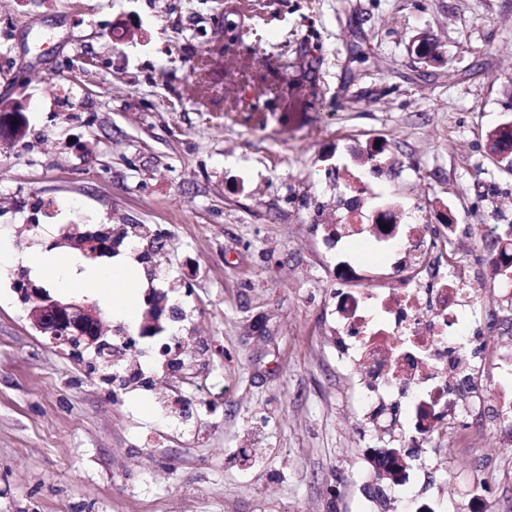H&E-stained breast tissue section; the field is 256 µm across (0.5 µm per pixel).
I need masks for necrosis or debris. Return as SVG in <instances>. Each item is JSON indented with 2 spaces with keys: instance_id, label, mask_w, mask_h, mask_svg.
<instances>
[{
  "instance_id": "4bbe7bcc",
  "label": "necrosis or debris",
  "mask_w": 512,
  "mask_h": 512,
  "mask_svg": "<svg viewBox=\"0 0 512 512\" xmlns=\"http://www.w3.org/2000/svg\"><path fill=\"white\" fill-rule=\"evenodd\" d=\"M347 192L354 205L328 239L336 252V341L360 372L359 395L375 429L398 428L422 454L450 416L457 378L484 370L481 351L465 340L478 292L460 269L424 268L425 259L443 253L439 225L389 208L364 215V187L355 183ZM362 238L388 287H361L368 265L350 246Z\"/></svg>"
}]
</instances>
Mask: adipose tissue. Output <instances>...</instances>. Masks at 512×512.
Masks as SVG:
<instances>
[{
    "label": "adipose tissue",
    "mask_w": 512,
    "mask_h": 512,
    "mask_svg": "<svg viewBox=\"0 0 512 512\" xmlns=\"http://www.w3.org/2000/svg\"><path fill=\"white\" fill-rule=\"evenodd\" d=\"M27 264L41 276L54 281L76 282L84 287L112 296L115 307L126 317L137 311L135 299L140 288L139 279L131 266L120 262L106 268L78 271L75 261L48 252H33L26 257Z\"/></svg>",
    "instance_id": "1"
}]
</instances>
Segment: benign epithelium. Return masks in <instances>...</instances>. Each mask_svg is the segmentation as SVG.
Here are the masks:
<instances>
[{
	"instance_id": "1",
	"label": "benign epithelium",
	"mask_w": 512,
	"mask_h": 512,
	"mask_svg": "<svg viewBox=\"0 0 512 512\" xmlns=\"http://www.w3.org/2000/svg\"><path fill=\"white\" fill-rule=\"evenodd\" d=\"M411 52L415 59L427 64L432 60L440 59V51L432 37L427 34L416 36L411 43ZM77 248L89 258H98L106 255L113 246L85 234ZM22 297L31 302L29 318L37 329L51 343L69 344L76 341L86 349H93L104 359L112 358V343L105 336L102 329L100 313L74 302H62L50 296L43 288L36 287L28 282L20 285ZM146 311L147 326L143 334L148 335L154 331H162L160 318L163 309L159 308L154 299L147 300ZM385 461L388 468L400 472L406 466L401 453L395 448H381L374 455V461Z\"/></svg>"
}]
</instances>
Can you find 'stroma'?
<instances>
[{
	"mask_svg": "<svg viewBox=\"0 0 512 512\" xmlns=\"http://www.w3.org/2000/svg\"><path fill=\"white\" fill-rule=\"evenodd\" d=\"M421 32L441 62L414 59ZM1 103L28 134L0 140V512H401L372 453L414 455L358 408L329 227L349 171L365 210L469 225L452 263L480 292L476 339L512 338L477 267L512 235L487 148L512 122V0H0ZM93 226L133 236L94 266L133 259L139 312L156 290L180 320L141 336L25 264L76 257ZM24 278L137 337L111 360L134 379L44 339ZM499 382L460 392L427 450L417 489L444 512L486 491L512 512Z\"/></svg>",
	"mask_w": 512,
	"mask_h": 512,
	"instance_id": "stroma-1",
	"label": "stroma"
}]
</instances>
